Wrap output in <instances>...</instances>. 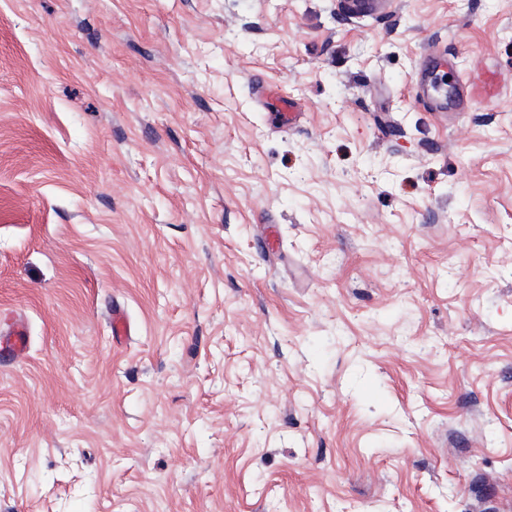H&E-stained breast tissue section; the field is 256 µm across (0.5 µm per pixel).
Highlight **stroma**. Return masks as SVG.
Wrapping results in <instances>:
<instances>
[{"instance_id":"obj_1","label":"stroma","mask_w":512,"mask_h":512,"mask_svg":"<svg viewBox=\"0 0 512 512\" xmlns=\"http://www.w3.org/2000/svg\"><path fill=\"white\" fill-rule=\"evenodd\" d=\"M371 2L0 0V512H512V0ZM454 96L451 101L456 112H468L472 107L494 102L502 89L501 79L496 71H487L477 80L469 76H453ZM0 336V357L16 360L23 356L28 346V330L23 320H16L9 332Z\"/></svg>"}]
</instances>
